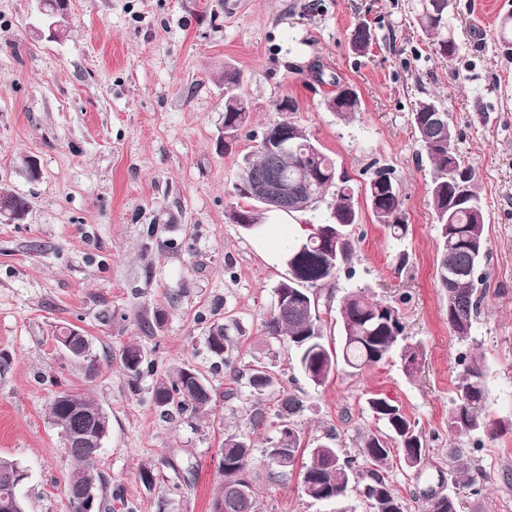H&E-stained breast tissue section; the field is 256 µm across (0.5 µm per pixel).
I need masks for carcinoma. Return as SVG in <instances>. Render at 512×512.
I'll use <instances>...</instances> for the list:
<instances>
[{"label":"carcinoma","mask_w":512,"mask_h":512,"mask_svg":"<svg viewBox=\"0 0 512 512\" xmlns=\"http://www.w3.org/2000/svg\"><path fill=\"white\" fill-rule=\"evenodd\" d=\"M443 2L444 9L435 17L430 0H419L415 22L430 40L436 54L452 61L458 56L460 45L448 28L450 0ZM352 41L357 50L367 51L372 44L371 29L365 24H357ZM331 85L336 87L333 101L338 116L349 119L361 111L362 100L357 90L337 78L332 79ZM411 122L417 141L434 171L429 194L441 245L438 281L448 298V328L464 341L472 335L483 302L478 285L486 279V273L481 270L488 250L486 211L475 190L476 170L456 151V130L449 113L434 100H421L411 114ZM288 130L294 133L290 147L272 152L260 141L240 166L234 192L251 203L248 223L256 229L265 213L283 209L278 200L265 195V179L271 170L279 172L290 186L295 185L301 173H309V180L299 186L301 201L290 213L311 211L329 197L330 218L328 222L310 228L288 254L287 275L276 287V292L288 295V299L274 306L265 322L267 334L296 352L298 369L316 386L328 382L340 364L354 375L386 361L395 353L400 355L403 370L413 373L425 354L424 346L419 342H406L398 308L372 299L366 288L345 292L336 304L341 333L339 352L332 351L330 344L325 342L319 299L314 297V291L337 280L341 273L351 271L355 255L351 227L359 223L360 208L349 180L339 179L336 161L321 149L311 154V139L298 124L282 120L266 128L264 133L266 139L273 141ZM366 196L375 221L389 229L394 238H403L408 225L390 169L380 167L374 171L366 186ZM319 234L336 236V257L314 246ZM237 331L239 326L234 321L213 322L206 336L207 350L233 376L246 378L245 387L254 398L247 417L250 428L257 430L266 426L264 402L266 398L274 397V416L278 419L275 448L290 465L297 464L303 455L308 458L300 470L302 494L313 501L338 500L349 489L359 486L360 495L372 512H393L397 503L402 507L401 512H408L407 503L392 488L388 472L397 458L410 468L420 467L426 460L427 442L417 423L400 405L379 394L369 398L373 418L382 422L387 432L369 430L361 433L357 453L353 456L337 455L336 448L330 443L333 436L329 434L325 440L311 446L293 420L303 410V402L283 389L279 377L260 363L245 373L234 367L231 346L233 333ZM121 365L134 382L144 372H154V363L148 361L137 343L123 347ZM460 366L448 424L464 434L483 432L493 437L495 428L485 413L487 365L484 356L475 352L465 354L460 357ZM69 395L75 399L79 410L69 412L54 398L48 407L49 416L52 419L68 418L70 428L79 432L85 428L86 417L96 415L100 406L84 392L71 390ZM213 396L207 379L186 364L169 368L154 383V402L166 414L174 411L206 420L213 411ZM391 440L399 448L396 456L389 446ZM67 454L72 461L67 478L94 472L98 474L97 490H103L105 479L95 466L97 452L69 448ZM254 459V444L247 435L224 434L220 448L224 483L214 497L224 503V512H260L257 493L247 496L242 491L244 484H253ZM18 467V461L0 458V496L18 491L15 485ZM448 477L454 485L469 490L470 495L482 494L483 474L476 471L471 459L460 450L450 456ZM424 499L425 512H461V500L456 493H430Z\"/></svg>","instance_id":"cac0c4a2"}]
</instances>
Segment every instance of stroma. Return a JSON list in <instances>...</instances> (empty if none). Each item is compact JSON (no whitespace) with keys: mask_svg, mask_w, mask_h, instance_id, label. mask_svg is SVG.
Here are the masks:
<instances>
[{"mask_svg":"<svg viewBox=\"0 0 512 512\" xmlns=\"http://www.w3.org/2000/svg\"><path fill=\"white\" fill-rule=\"evenodd\" d=\"M304 0H69L62 40L38 36L34 0H0V193L22 197L25 214L0 221V457L29 477L25 512H72L65 494L71 460L48 405L63 389L91 396L112 429L96 466L112 512H209L224 481L218 450L225 431L248 434L256 449L277 439L275 425L251 431L249 394L223 401L231 377L214 364L205 338L231 318L241 327L232 352L245 369L261 361L303 402L294 418L306 442L333 434L341 454L378 422L367 400L381 394L416 419L428 444L418 471L394 465L389 480L423 512L428 490L451 493L448 459L463 450L490 477L482 495L461 494L463 512H512V55L499 45L512 0H451L448 26L459 57L435 55L414 23L415 0H325L322 15ZM367 22L373 46L355 53L351 35ZM320 61L324 82L308 71ZM240 76L247 123L230 143L224 126L225 67ZM356 88L363 109L348 120L330 112L327 80ZM291 99L283 115L276 103ZM434 99L457 131L455 148L478 174L487 214L486 297L472 336L448 328V301L436 277L439 239L428 187L432 167L411 123L419 100ZM290 118L350 178L360 208L353 228V276L327 284L333 297L369 288L399 308L409 341L425 355L405 374L398 358L353 375L338 367L317 386L294 352L266 334L282 263L266 260L227 214L242 157L263 130ZM37 163L30 178L24 159ZM392 168L409 232L393 239L376 224L365 187ZM155 234H148V227ZM74 325L97 355L95 369L57 350V329ZM143 347L155 370L130 381L119 353ZM480 352L488 368L485 408L505 430L448 432L458 358ZM188 363L219 398L210 420L161 414L156 375ZM150 467L153 486L139 479ZM253 469L261 512H370L349 492L341 502L302 496L299 476L272 479Z\"/></svg>","mask_w":512,"mask_h":512,"instance_id":"35a3bbf8","label":"stroma"}]
</instances>
